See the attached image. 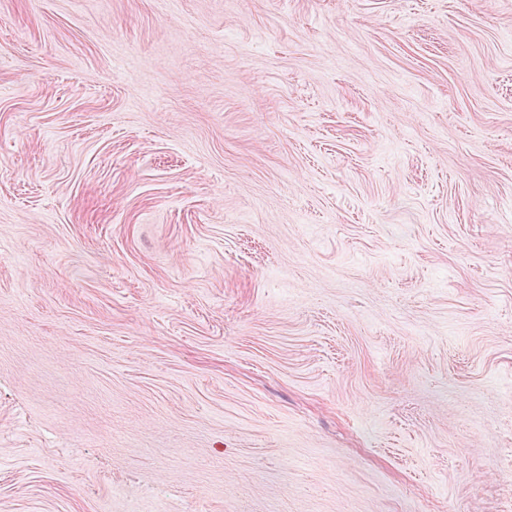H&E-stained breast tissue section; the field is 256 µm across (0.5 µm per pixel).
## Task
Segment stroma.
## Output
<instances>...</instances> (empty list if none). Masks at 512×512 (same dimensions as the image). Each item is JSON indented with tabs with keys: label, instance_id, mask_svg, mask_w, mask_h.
<instances>
[{
	"label": "stroma",
	"instance_id": "stroma-1",
	"mask_svg": "<svg viewBox=\"0 0 512 512\" xmlns=\"http://www.w3.org/2000/svg\"><path fill=\"white\" fill-rule=\"evenodd\" d=\"M0 512H512V0H0Z\"/></svg>",
	"mask_w": 512,
	"mask_h": 512
}]
</instances>
